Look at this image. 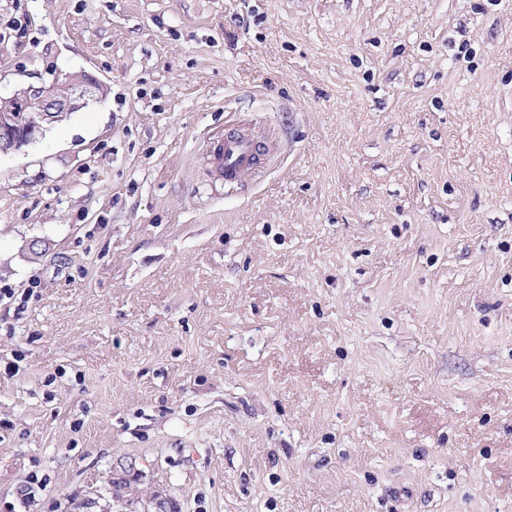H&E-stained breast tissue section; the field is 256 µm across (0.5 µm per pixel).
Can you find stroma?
Here are the masks:
<instances>
[{
    "mask_svg": "<svg viewBox=\"0 0 512 512\" xmlns=\"http://www.w3.org/2000/svg\"><path fill=\"white\" fill-rule=\"evenodd\" d=\"M81 70L0 156V512H512V0H0V95ZM104 85L91 74L61 73L49 83L23 86L0 96V155L21 151L44 136L47 126L100 101ZM259 143L247 132L232 133L214 150L215 169L224 184H234L240 177L257 169Z\"/></svg>",
    "mask_w": 512,
    "mask_h": 512,
    "instance_id": "obj_1",
    "label": "stroma"
}]
</instances>
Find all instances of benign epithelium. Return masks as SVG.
Returning a JSON list of instances; mask_svg holds the SVG:
<instances>
[{
  "label": "benign epithelium",
  "mask_w": 512,
  "mask_h": 512,
  "mask_svg": "<svg viewBox=\"0 0 512 512\" xmlns=\"http://www.w3.org/2000/svg\"><path fill=\"white\" fill-rule=\"evenodd\" d=\"M103 93L98 79L80 71L0 96V155L18 152L42 138L48 125L101 100Z\"/></svg>",
  "instance_id": "7a95c632"
}]
</instances>
